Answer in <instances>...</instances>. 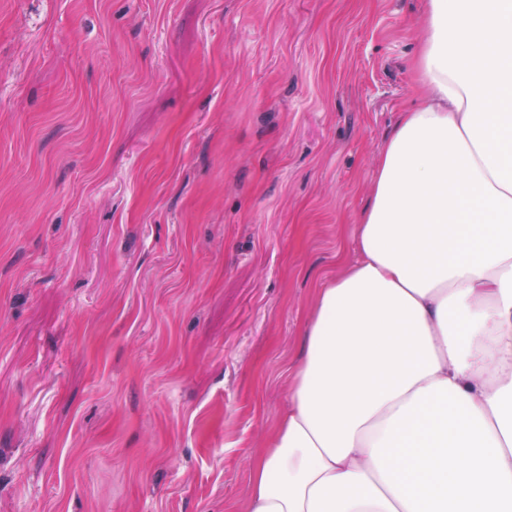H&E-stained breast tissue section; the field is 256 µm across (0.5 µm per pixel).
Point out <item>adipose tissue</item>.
Segmentation results:
<instances>
[{
	"label": "adipose tissue",
	"mask_w": 512,
	"mask_h": 512,
	"mask_svg": "<svg viewBox=\"0 0 512 512\" xmlns=\"http://www.w3.org/2000/svg\"><path fill=\"white\" fill-rule=\"evenodd\" d=\"M417 107L240 512H512V0H424Z\"/></svg>",
	"instance_id": "ef3b65f1"
}]
</instances>
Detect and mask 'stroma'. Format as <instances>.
<instances>
[{"label": "stroma", "mask_w": 512, "mask_h": 512, "mask_svg": "<svg viewBox=\"0 0 512 512\" xmlns=\"http://www.w3.org/2000/svg\"><path fill=\"white\" fill-rule=\"evenodd\" d=\"M423 23L0 0V512H233Z\"/></svg>", "instance_id": "stroma-1"}]
</instances>
